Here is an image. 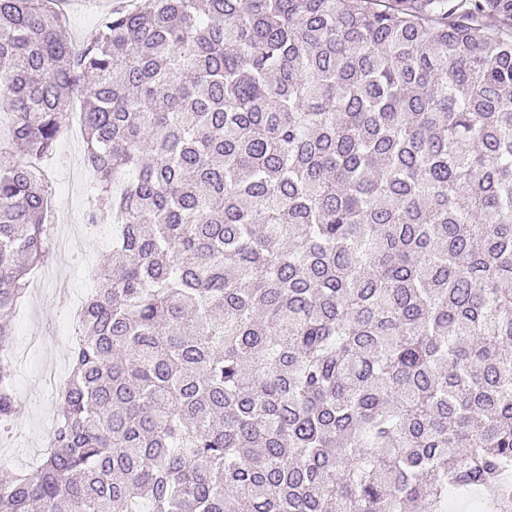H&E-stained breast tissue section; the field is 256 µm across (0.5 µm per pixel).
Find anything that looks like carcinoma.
Listing matches in <instances>:
<instances>
[{"label": "carcinoma", "mask_w": 512, "mask_h": 512, "mask_svg": "<svg viewBox=\"0 0 512 512\" xmlns=\"http://www.w3.org/2000/svg\"><path fill=\"white\" fill-rule=\"evenodd\" d=\"M58 2L0 0V426L75 101L111 264L0 512H507L512 0ZM69 37L74 45H80L85 37L96 29L99 17L109 6L106 0H69ZM107 3V4H106ZM484 493L478 489H472L465 493L451 491L448 493L447 512H479L481 499Z\"/></svg>", "instance_id": "obj_1"}]
</instances>
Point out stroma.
I'll return each mask as SVG.
<instances>
[{
    "label": "stroma",
    "instance_id": "35a3bbf8",
    "mask_svg": "<svg viewBox=\"0 0 512 512\" xmlns=\"http://www.w3.org/2000/svg\"><path fill=\"white\" fill-rule=\"evenodd\" d=\"M106 8V0H68L73 44H81L96 29ZM84 153L83 140L63 138L43 164L52 198L66 225V241L34 273L30 295L11 320L16 356L13 386L21 411L12 430L0 436V475L32 472L44 453L42 443L56 418V395L42 391L32 367L43 366L52 370L59 382H67L71 342L59 335L58 328L75 321L73 303L85 301L97 288L93 273L112 243L110 227L86 222L92 190L81 177Z\"/></svg>",
    "mask_w": 512,
    "mask_h": 512
}]
</instances>
